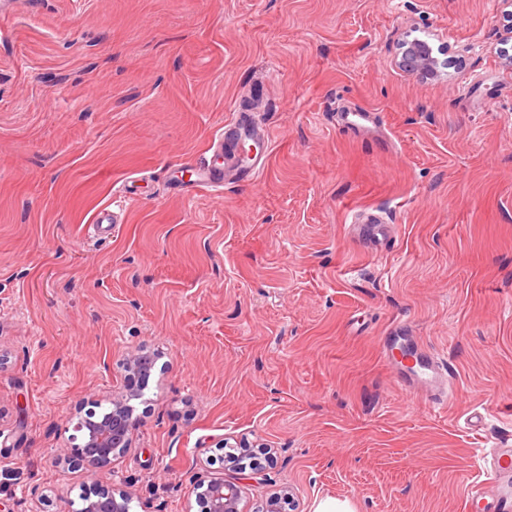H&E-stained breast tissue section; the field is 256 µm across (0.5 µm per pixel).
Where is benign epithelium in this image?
Returning a JSON list of instances; mask_svg holds the SVG:
<instances>
[{"mask_svg": "<svg viewBox=\"0 0 512 512\" xmlns=\"http://www.w3.org/2000/svg\"><path fill=\"white\" fill-rule=\"evenodd\" d=\"M398 66L420 78L439 75L446 66L434 55L428 42L405 39L400 43ZM153 358L142 350L134 351L126 363L125 385L120 395L110 400V407L100 413L88 409L74 424L76 441L64 461L78 464L89 471L105 467L112 459L131 448L133 432L139 420L132 417L130 402L139 398L143 384L141 374L153 368ZM203 512H241V489L234 480L214 479L200 492ZM80 512H130L131 498L124 491L85 494Z\"/></svg>", "mask_w": 512, "mask_h": 512, "instance_id": "obj_1", "label": "benign epithelium"}]
</instances>
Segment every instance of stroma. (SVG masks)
I'll list each match as a JSON object with an SVG mask.
<instances>
[{
    "label": "stroma",
    "mask_w": 512,
    "mask_h": 512,
    "mask_svg": "<svg viewBox=\"0 0 512 512\" xmlns=\"http://www.w3.org/2000/svg\"><path fill=\"white\" fill-rule=\"evenodd\" d=\"M501 0H0V512H202L267 444L245 512H476L512 448V68ZM428 41L439 77L399 68ZM372 113L371 132L342 126ZM272 141L257 183L187 196L234 111ZM138 194L122 224L94 217ZM406 324L459 395L402 394ZM154 367L130 449L61 462L80 408ZM488 415L473 430L474 408ZM80 512H130L131 498L124 491L84 494Z\"/></svg>",
    "instance_id": "35a3bbf8"
}]
</instances>
